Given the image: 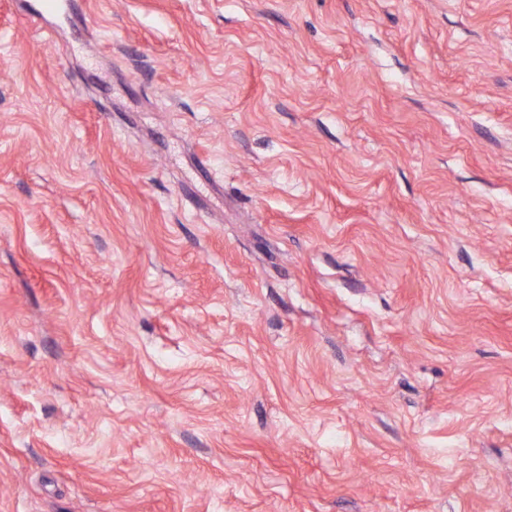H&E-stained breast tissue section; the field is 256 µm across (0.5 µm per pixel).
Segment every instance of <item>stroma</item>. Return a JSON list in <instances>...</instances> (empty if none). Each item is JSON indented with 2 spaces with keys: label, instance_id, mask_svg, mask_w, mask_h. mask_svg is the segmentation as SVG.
Masks as SVG:
<instances>
[{
  "label": "stroma",
  "instance_id": "35a3bbf8",
  "mask_svg": "<svg viewBox=\"0 0 512 512\" xmlns=\"http://www.w3.org/2000/svg\"><path fill=\"white\" fill-rule=\"evenodd\" d=\"M0 0V512H512V0Z\"/></svg>",
  "mask_w": 512,
  "mask_h": 512
}]
</instances>
